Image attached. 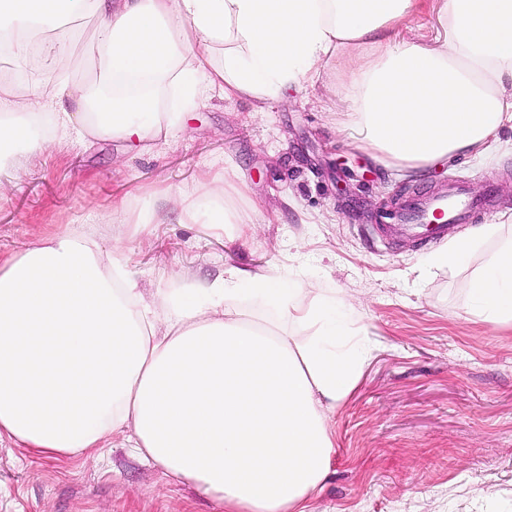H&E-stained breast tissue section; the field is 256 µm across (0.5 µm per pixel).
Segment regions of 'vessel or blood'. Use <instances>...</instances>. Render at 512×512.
Returning <instances> with one entry per match:
<instances>
[{
    "label": "vessel or blood",
    "instance_id": "b4317fda",
    "mask_svg": "<svg viewBox=\"0 0 512 512\" xmlns=\"http://www.w3.org/2000/svg\"><path fill=\"white\" fill-rule=\"evenodd\" d=\"M482 208L466 195L462 183L452 181L444 189L422 190L402 210L382 213L379 230L429 244L446 237L455 225L475 221Z\"/></svg>",
    "mask_w": 512,
    "mask_h": 512
}]
</instances>
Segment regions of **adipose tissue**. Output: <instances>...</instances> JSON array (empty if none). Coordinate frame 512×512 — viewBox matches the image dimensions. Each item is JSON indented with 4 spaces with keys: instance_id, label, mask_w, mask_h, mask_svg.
Returning a JSON list of instances; mask_svg holds the SVG:
<instances>
[{
    "instance_id": "adipose-tissue-1",
    "label": "adipose tissue",
    "mask_w": 512,
    "mask_h": 512,
    "mask_svg": "<svg viewBox=\"0 0 512 512\" xmlns=\"http://www.w3.org/2000/svg\"><path fill=\"white\" fill-rule=\"evenodd\" d=\"M421 0H0V53L29 55L44 72L23 90L0 89V158L36 154L56 138L139 143L171 135L183 112L132 88L155 75L185 109L210 89L255 111L315 82L320 66L353 53L342 95L357 134L386 159L421 169L466 154L512 150V0H442L443 42L397 44L393 29ZM99 26L83 45L112 93L70 89V18ZM473 312L512 322V229L484 224L434 254L468 266ZM145 298L124 248L91 233L45 236L0 261V438L33 455L90 454L121 435L162 476L192 484L223 512H306L331 473L326 412L353 390L365 347L351 344L343 303L294 283L226 270L202 285L178 271ZM248 298L271 320L227 307ZM303 323L305 339L282 323Z\"/></svg>"
}]
</instances>
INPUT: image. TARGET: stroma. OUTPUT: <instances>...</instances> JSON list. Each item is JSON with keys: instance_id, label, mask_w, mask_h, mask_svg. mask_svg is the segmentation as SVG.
<instances>
[{"instance_id": "obj_1", "label": "stroma", "mask_w": 512, "mask_h": 512, "mask_svg": "<svg viewBox=\"0 0 512 512\" xmlns=\"http://www.w3.org/2000/svg\"><path fill=\"white\" fill-rule=\"evenodd\" d=\"M437 0L396 28L430 43ZM349 57L329 62L315 87L249 106L210 90L173 135L141 144L56 142L0 161V257L70 227L121 238L144 295L163 268L210 282L226 269L315 288L348 301L369 357L351 394L328 414L332 472L309 512H512V322L473 314L469 268L431 264L437 244L384 236L383 203L406 191L462 181L485 201L478 221L512 214V151L457 156L417 171L391 163L342 131L338 91ZM240 181L225 188V172ZM230 199L254 222L249 239L179 223L168 195ZM124 198L130 212L112 211ZM262 203L254 213L252 202ZM151 224L130 234L136 215ZM0 512H220L193 486L162 479L122 439L96 456L34 457L0 441Z\"/></svg>"}]
</instances>
